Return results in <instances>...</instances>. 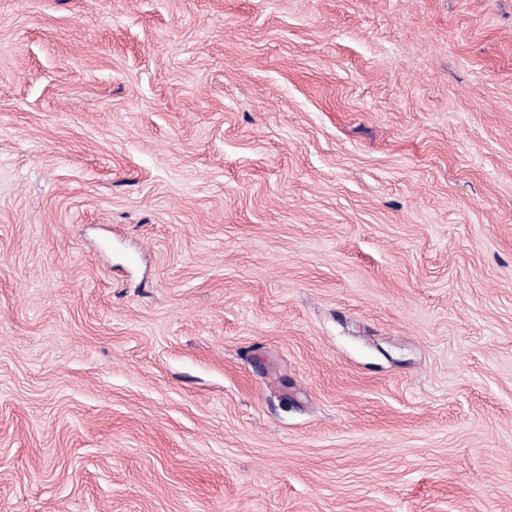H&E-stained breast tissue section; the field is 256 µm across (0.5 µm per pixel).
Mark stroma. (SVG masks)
<instances>
[{"instance_id":"obj_1","label":"stroma","mask_w":512,"mask_h":512,"mask_svg":"<svg viewBox=\"0 0 512 512\" xmlns=\"http://www.w3.org/2000/svg\"><path fill=\"white\" fill-rule=\"evenodd\" d=\"M0 512H512V0H0Z\"/></svg>"}]
</instances>
